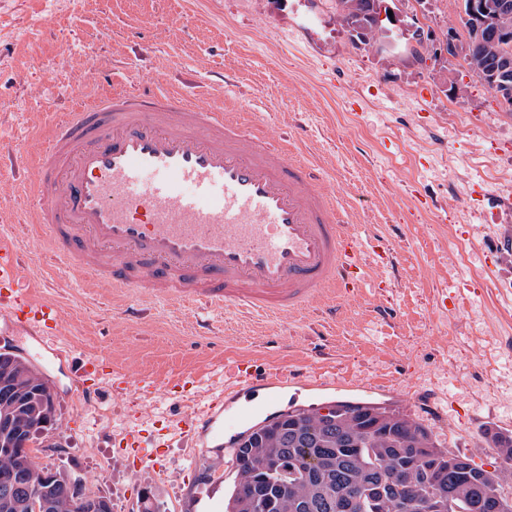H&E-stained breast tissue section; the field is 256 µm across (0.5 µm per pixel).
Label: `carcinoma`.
<instances>
[{"label":"carcinoma","instance_id":"obj_1","mask_svg":"<svg viewBox=\"0 0 512 512\" xmlns=\"http://www.w3.org/2000/svg\"><path fill=\"white\" fill-rule=\"evenodd\" d=\"M391 0H336V18L352 30L368 27L370 38L383 31L374 13ZM468 69L492 87L490 63H512V41L477 42L472 34L460 46ZM10 375L24 389L18 400L0 397V419L10 417L33 436L3 437L0 471L37 472L27 441L46 430L52 414L50 385L42 373L22 358L0 353V375ZM349 414L326 424L314 410L281 414L238 438L235 457L248 455V464L235 463L236 476L225 512H418L412 503L439 496L454 499L456 512L500 492L504 478L512 479V433L485 428L500 467L487 471L476 465L465 470L448 463L450 450L441 447L423 425L373 403L349 402ZM436 449L433 458L422 448ZM73 479L58 472L48 484L28 492L0 493V512H74Z\"/></svg>","mask_w":512,"mask_h":512}]
</instances>
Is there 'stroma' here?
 Wrapping results in <instances>:
<instances>
[{
	"label": "stroma",
	"mask_w": 512,
	"mask_h": 512,
	"mask_svg": "<svg viewBox=\"0 0 512 512\" xmlns=\"http://www.w3.org/2000/svg\"><path fill=\"white\" fill-rule=\"evenodd\" d=\"M395 3L424 30L464 31L461 0ZM93 69L103 80L89 81ZM159 81L207 92L257 132L306 127L299 152L337 190L354 233L391 239L394 263L336 307L258 317L169 300L131 320L137 293L70 274L31 224L33 201L0 177V227L21 247L25 286L59 306L70 349L39 366L56 408L31 450L39 469L83 478L112 512H224L234 461L173 433L156 447L158 430L243 372L300 367L336 384H279L282 406L373 401L492 469L483 429L512 432V114L494 92L462 56L419 63L360 44L334 0H0V141L19 142L28 165L55 118ZM200 320L211 335H195ZM86 355L183 386L84 409L70 377ZM135 431L139 447H126Z\"/></svg>",
	"instance_id": "stroma-1"
}]
</instances>
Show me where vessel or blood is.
I'll list each match as a JSON object with an SVG mask.
<instances>
[{
  "mask_svg": "<svg viewBox=\"0 0 512 512\" xmlns=\"http://www.w3.org/2000/svg\"><path fill=\"white\" fill-rule=\"evenodd\" d=\"M286 134L257 135L221 105L158 88L119 91L54 121L36 164L9 149L11 176L36 208L32 221L69 271L101 288H134L176 300L262 316L296 312L324 293L362 287L385 260L378 236L341 224L336 194L288 152ZM18 246L0 233V323L32 338L30 358L59 353L58 306L24 288ZM81 393L126 396L140 382L85 360ZM215 406L173 421L193 437L216 430L234 452L250 406L215 428Z\"/></svg>",
  "mask_w": 512,
  "mask_h": 512,
  "instance_id": "obj_1",
  "label": "vessel or blood"
}]
</instances>
